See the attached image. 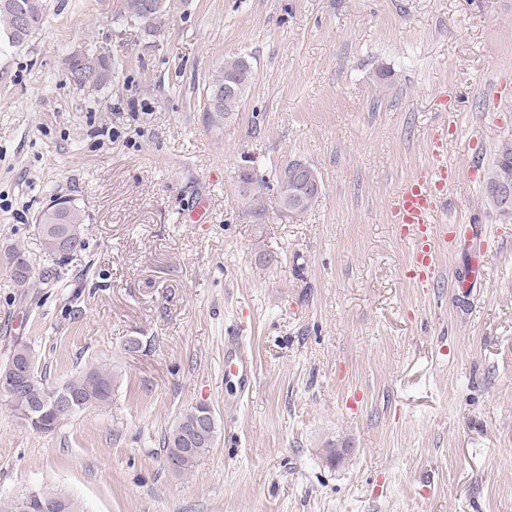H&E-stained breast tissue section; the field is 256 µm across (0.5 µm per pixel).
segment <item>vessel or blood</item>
<instances>
[{
    "mask_svg": "<svg viewBox=\"0 0 512 512\" xmlns=\"http://www.w3.org/2000/svg\"><path fill=\"white\" fill-rule=\"evenodd\" d=\"M445 152L444 137L433 136L431 161L419 166L388 202L391 223L402 225L405 235L411 238L410 264L415 267L420 284L426 287L436 280L439 255L459 244H475L482 239L479 226L451 224L443 219L448 206L446 187L459 178L457 168L444 162ZM252 372V362L242 356L224 365L225 377L243 387L250 385Z\"/></svg>",
    "mask_w": 512,
    "mask_h": 512,
    "instance_id": "1",
    "label": "vessel or blood"
}]
</instances>
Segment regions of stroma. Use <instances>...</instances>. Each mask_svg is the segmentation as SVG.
<instances>
[{
  "mask_svg": "<svg viewBox=\"0 0 512 512\" xmlns=\"http://www.w3.org/2000/svg\"><path fill=\"white\" fill-rule=\"evenodd\" d=\"M123 3L49 0L25 47H0V365L19 341L47 386L120 375L50 433L0 408V506L49 488L79 512H512V218L482 192L512 138V96H487L512 84V0H171L153 35ZM84 46L115 66L101 91L70 80ZM233 57L254 79L214 127L204 87ZM449 121L447 218L486 236L425 288L387 203ZM295 160L321 192L286 214ZM244 168L268 183L261 214ZM59 196L87 216L63 265L34 222ZM203 196L209 223L187 222ZM201 402L218 436L180 474L164 435ZM331 442L350 449L335 465ZM299 166H303L307 169L312 170V168L305 163L294 161L289 163L283 170L279 183V199L283 203L284 206L288 208V188L289 190L296 191L295 194V202L298 205L299 211H304L309 209L317 200L320 191L316 190L314 187L312 189L307 188L302 182L299 181L296 169ZM253 363L246 360L244 356L236 360L224 362V375L226 378L235 379L241 387L249 386L252 380Z\"/></svg>",
  "mask_w": 512,
  "mask_h": 512,
  "instance_id": "stroma-1",
  "label": "stroma"
}]
</instances>
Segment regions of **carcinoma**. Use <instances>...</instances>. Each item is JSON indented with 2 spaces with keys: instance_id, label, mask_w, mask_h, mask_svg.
Segmentation results:
<instances>
[{
  "instance_id": "1",
  "label": "carcinoma",
  "mask_w": 512,
  "mask_h": 512,
  "mask_svg": "<svg viewBox=\"0 0 512 512\" xmlns=\"http://www.w3.org/2000/svg\"><path fill=\"white\" fill-rule=\"evenodd\" d=\"M48 10L47 0H0V42L12 48L27 44L43 26ZM170 11V0H125L124 16L128 20L142 23L152 31L164 25ZM70 76L74 85L84 91H97L112 79V65L91 48H84L72 54ZM253 79V66L244 58H230L215 70L205 85L206 112L209 122L223 126L233 121L243 96ZM301 162L289 163L283 170L279 183V199L288 205V190L296 191L295 202L299 210L309 209L317 200L319 191L309 189L299 181L296 169ZM512 172V139L503 141L498 147L496 158L485 174L483 186L494 182L502 168ZM249 187L240 193L247 208L255 214L262 211L265 183L255 174L247 176ZM55 204L60 209L53 211L46 207L39 212L36 223L66 224L70 233V245L66 248L54 241L49 231H40L45 251L56 257V262L67 261L71 254L85 246L86 216L72 204V199L63 197ZM14 275L18 283L26 285L29 280L30 264L21 252L13 254ZM30 359L36 363L31 350L21 345L11 351L7 361L0 366V377L12 376L13 367ZM115 383L114 374L107 368L99 367L83 371L60 388H49L37 370L14 387L10 392L0 391V406L23 420L25 412L36 409L35 420L29 426L37 433H47L66 421L60 416L56 405L62 401H72L77 412L107 404L112 398ZM203 413L197 404L183 412L164 435L163 448L166 459L174 462V470H190L197 459L213 447L217 424L215 417L208 418L205 427H200ZM40 512H77L74 502L52 491L42 490L30 494Z\"/></svg>"
}]
</instances>
